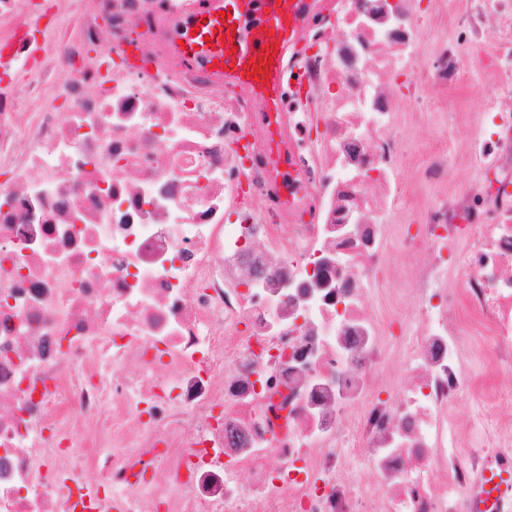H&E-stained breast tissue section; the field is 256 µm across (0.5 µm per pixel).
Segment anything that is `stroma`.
Segmentation results:
<instances>
[{
	"label": "stroma",
	"mask_w": 512,
	"mask_h": 512,
	"mask_svg": "<svg viewBox=\"0 0 512 512\" xmlns=\"http://www.w3.org/2000/svg\"><path fill=\"white\" fill-rule=\"evenodd\" d=\"M450 22L436 29L435 38L448 39L460 46L469 56V66L458 85L448 92L447 104H440L430 94L423 97V112L408 121V153L414 163H422L437 147L448 155V182L435 186L419 184L413 189V200L400 219L401 224H419L424 208L443 193L465 194L486 180L478 157L467 147L469 129L483 122V102L480 91L488 79L487 59L494 48L493 36L478 39L457 26L455 19L461 11L462 0H446Z\"/></svg>",
	"instance_id": "obj_1"
}]
</instances>
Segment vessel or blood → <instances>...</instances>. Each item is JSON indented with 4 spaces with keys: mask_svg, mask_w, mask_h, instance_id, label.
<instances>
[{
    "mask_svg": "<svg viewBox=\"0 0 512 512\" xmlns=\"http://www.w3.org/2000/svg\"><path fill=\"white\" fill-rule=\"evenodd\" d=\"M180 34L186 64L203 62L224 78L257 94L280 95L282 59L308 17L307 0H193ZM481 497L495 504L512 499V460L503 459L483 477Z\"/></svg>",
    "mask_w": 512,
    "mask_h": 512,
    "instance_id": "b4317fda",
    "label": "vessel or blood"
}]
</instances>
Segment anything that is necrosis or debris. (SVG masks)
<instances>
[{
	"mask_svg": "<svg viewBox=\"0 0 512 512\" xmlns=\"http://www.w3.org/2000/svg\"><path fill=\"white\" fill-rule=\"evenodd\" d=\"M188 5L0 0V512H463L512 453V39L469 134L495 188L393 271L445 12L312 0L270 112L182 61Z\"/></svg>",
	"mask_w": 512,
	"mask_h": 512,
	"instance_id": "1",
	"label": "necrosis or debris"
}]
</instances>
